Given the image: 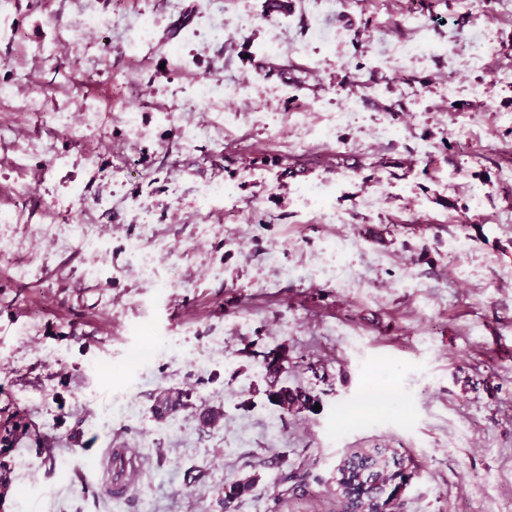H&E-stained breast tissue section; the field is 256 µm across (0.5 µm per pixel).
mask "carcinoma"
I'll return each mask as SVG.
<instances>
[{
    "mask_svg": "<svg viewBox=\"0 0 512 512\" xmlns=\"http://www.w3.org/2000/svg\"><path fill=\"white\" fill-rule=\"evenodd\" d=\"M270 400L284 416L290 412H299L311 403L310 395L286 387L272 391ZM398 455L395 448H365L351 453L338 469L336 496L344 498L346 504L360 512H374L368 500L384 492L386 485L395 479L393 469ZM252 485L253 481L249 477L224 484V505L230 506L247 493Z\"/></svg>",
    "mask_w": 512,
    "mask_h": 512,
    "instance_id": "cac0c4a2",
    "label": "carcinoma"
}]
</instances>
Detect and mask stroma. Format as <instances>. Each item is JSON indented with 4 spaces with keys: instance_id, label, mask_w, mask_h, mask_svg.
<instances>
[{
    "instance_id": "35a3bbf8",
    "label": "stroma",
    "mask_w": 512,
    "mask_h": 512,
    "mask_svg": "<svg viewBox=\"0 0 512 512\" xmlns=\"http://www.w3.org/2000/svg\"><path fill=\"white\" fill-rule=\"evenodd\" d=\"M282 2L270 20L268 0H92L149 11L146 43L87 35L74 0L0 9V210L20 216L0 239L40 258L29 280L0 259V425H24L0 445V512H337L336 466L364 448L415 465L400 512H512V224L495 221L512 211V18L495 0ZM475 43L490 50L469 66ZM215 77L240 93L199 102ZM198 124L210 136L186 140ZM218 181L230 200H205ZM149 234L151 282L130 250ZM275 382L318 409L279 419ZM373 386L391 412L364 410ZM167 388L188 404L160 419ZM122 446L137 487H86Z\"/></svg>"
}]
</instances>
